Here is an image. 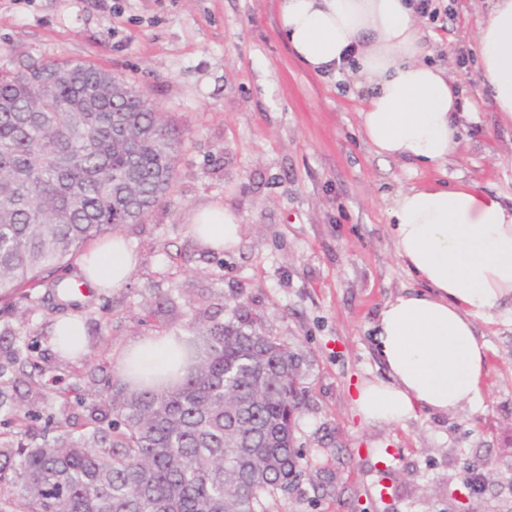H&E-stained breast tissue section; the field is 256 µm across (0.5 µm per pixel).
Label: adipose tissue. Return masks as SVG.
<instances>
[{
  "label": "adipose tissue",
  "instance_id": "ef3b65f1",
  "mask_svg": "<svg viewBox=\"0 0 512 512\" xmlns=\"http://www.w3.org/2000/svg\"><path fill=\"white\" fill-rule=\"evenodd\" d=\"M279 32L318 76L346 69L364 92L361 131L376 154L425 166L447 162L461 121L474 112L457 80L424 62L411 0H281ZM481 84L512 125V0H495L477 30ZM398 257L421 282L380 313L376 345L387 376L354 400L368 423L393 425L420 411L447 413L481 399L487 347L474 333L512 299V202L469 183L399 191L387 211ZM241 226L224 207L198 211L193 234L210 249L236 246ZM135 259L123 239L90 253L80 274L117 288ZM129 357L149 373L179 368L177 337L134 343Z\"/></svg>",
  "mask_w": 512,
  "mask_h": 512
}]
</instances>
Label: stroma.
I'll return each instance as SVG.
<instances>
[{
    "instance_id": "35a3bbf8",
    "label": "stroma",
    "mask_w": 512,
    "mask_h": 512,
    "mask_svg": "<svg viewBox=\"0 0 512 512\" xmlns=\"http://www.w3.org/2000/svg\"><path fill=\"white\" fill-rule=\"evenodd\" d=\"M279 0H0V68L73 59L122 75L184 131L169 194L123 237L137 263L121 287L72 295L43 287L0 314V362L14 338L16 398L43 416L82 418L121 377L129 347L193 336L194 318L229 319L239 302L302 361L296 445L311 463L268 512H512V303L476 320L488 347L479 409L369 424L358 386L385 378L374 335L385 304L420 281L398 258L387 208L397 190L470 182L512 199V129L499 125L478 75L475 36L492 0H452L447 29L420 20L428 60L465 88L477 118L439 167L377 156L360 134L361 91L339 72L306 70L278 33ZM214 204L241 225L233 251L190 233ZM79 315L86 353L62 356L55 324ZM481 492L466 495L469 472Z\"/></svg>"
}]
</instances>
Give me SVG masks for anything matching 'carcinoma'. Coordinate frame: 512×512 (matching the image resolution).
<instances>
[{"label":"carcinoma","instance_id":"1","mask_svg":"<svg viewBox=\"0 0 512 512\" xmlns=\"http://www.w3.org/2000/svg\"><path fill=\"white\" fill-rule=\"evenodd\" d=\"M67 78L50 85L44 72ZM79 60L0 72V301L52 278L168 194L182 131L131 83ZM185 374L113 384L82 422L38 433L0 366V512H266L300 475L303 371L242 306L200 326ZM235 401V408L224 400Z\"/></svg>","mask_w":512,"mask_h":512}]
</instances>
